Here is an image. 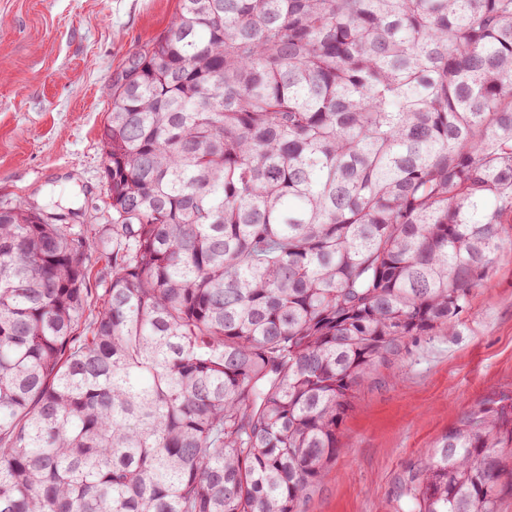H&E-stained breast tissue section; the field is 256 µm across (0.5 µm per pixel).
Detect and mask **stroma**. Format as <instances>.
Instances as JSON below:
<instances>
[{"mask_svg":"<svg viewBox=\"0 0 512 512\" xmlns=\"http://www.w3.org/2000/svg\"><path fill=\"white\" fill-rule=\"evenodd\" d=\"M178 0H0V206L112 226L103 179L105 85L162 33ZM453 334L378 367L343 418V452L306 512H401L395 482L448 428L512 399V224Z\"/></svg>","mask_w":512,"mask_h":512,"instance_id":"obj_1","label":"stroma"}]
</instances>
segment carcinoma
Returning a JSON list of instances; mask_svg holds the SVG:
<instances>
[{
	"label": "carcinoma",
	"instance_id": "1",
	"mask_svg": "<svg viewBox=\"0 0 512 512\" xmlns=\"http://www.w3.org/2000/svg\"><path fill=\"white\" fill-rule=\"evenodd\" d=\"M107 91L112 241L0 207V512H303L373 371L490 277L512 0H179ZM506 473L487 403L397 496L498 512Z\"/></svg>",
	"mask_w": 512,
	"mask_h": 512
}]
</instances>
